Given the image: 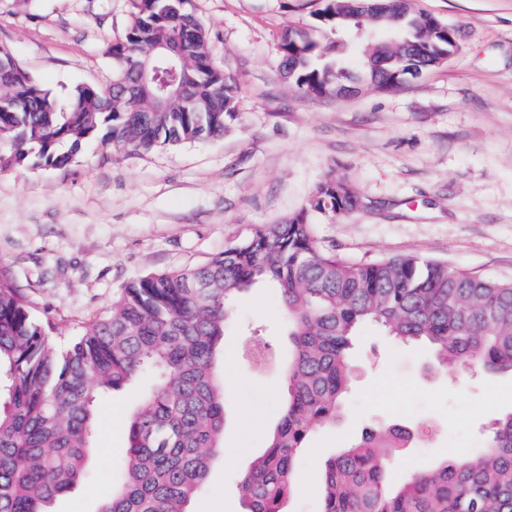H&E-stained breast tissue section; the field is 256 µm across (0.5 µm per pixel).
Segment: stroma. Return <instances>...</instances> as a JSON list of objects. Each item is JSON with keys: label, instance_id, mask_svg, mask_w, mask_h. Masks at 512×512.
<instances>
[{"label": "stroma", "instance_id": "1", "mask_svg": "<svg viewBox=\"0 0 512 512\" xmlns=\"http://www.w3.org/2000/svg\"><path fill=\"white\" fill-rule=\"evenodd\" d=\"M134 0H0V43L53 95L112 75ZM324 0H191L212 59L239 88L221 138L149 153L92 141L63 169H0V274L34 314L82 333L121 289L153 272L194 268L261 224L308 208L318 185L344 179L361 204L340 218L313 214L322 248L372 261L416 253L488 278L512 279V0H413L461 26L460 50L405 88H362L308 99L284 78L280 39L309 28ZM287 352L273 288L234 300L216 369L224 382V451L190 512H244L242 474L280 418L286 372H253L246 348ZM426 346L365 325L344 420L311 437L287 512H319L322 461L374 422L432 428L388 475L481 447L487 425L512 410V376L437 370ZM150 386L141 376L99 400L89 478L54 512H94L126 452L127 413ZM497 403H489L490 391Z\"/></svg>", "mask_w": 512, "mask_h": 512}]
</instances>
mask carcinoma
<instances>
[{
	"label": "carcinoma",
	"mask_w": 512,
	"mask_h": 512,
	"mask_svg": "<svg viewBox=\"0 0 512 512\" xmlns=\"http://www.w3.org/2000/svg\"><path fill=\"white\" fill-rule=\"evenodd\" d=\"M346 0H328L318 26L356 31L341 17ZM399 45L361 46L367 83L400 87L401 74L429 69L459 46V27L434 23L407 7ZM209 32L190 0H135L125 39L110 48L112 78L77 84L65 101L43 88L0 45V168L63 169L82 144L100 137L121 150L152 152L224 134L238 87L209 54ZM181 44L175 82L160 112L151 95L119 101L133 66L165 63L153 49ZM339 41L320 43L307 30L281 41L284 77L310 98L343 86ZM186 86L193 106L184 108ZM343 182L319 184L310 209L332 217L352 210ZM260 283L277 289L288 317L287 392L264 453L240 479L245 512H285L295 465L317 431L336 425L349 391L351 351L359 327L380 325L403 343L425 342L435 366L512 375V281L493 280L414 253L357 262L323 249L308 212L263 224L224 246L206 264L150 273L125 284L109 316L68 348L59 326L37 319L27 298L0 278V512H53L86 475L100 395L143 372L152 385L126 424L122 477L95 512H189L212 461L223 451L224 388L215 360L236 294ZM428 426L395 422L365 429L323 465L321 512H512V411L492 422L485 446L409 473L394 486L386 469Z\"/></svg>",
	"instance_id": "cac0c4a2"
}]
</instances>
